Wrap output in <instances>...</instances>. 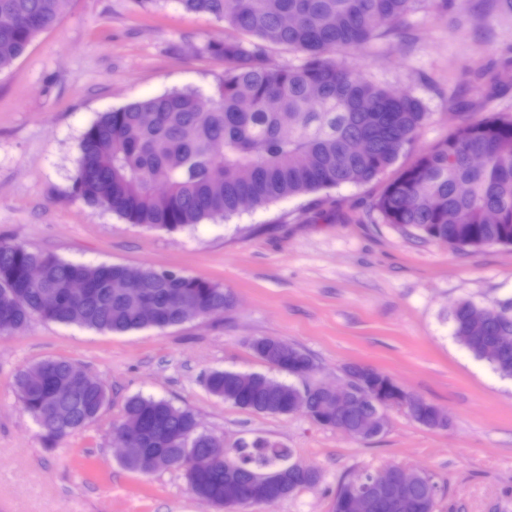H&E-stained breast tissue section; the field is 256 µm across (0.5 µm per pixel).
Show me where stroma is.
<instances>
[{"label":"stroma","instance_id":"1","mask_svg":"<svg viewBox=\"0 0 512 512\" xmlns=\"http://www.w3.org/2000/svg\"><path fill=\"white\" fill-rule=\"evenodd\" d=\"M228 27L177 0H70L0 74V243L89 265L171 269L229 294L218 316L165 329L101 333L35 317L0 334V512H220L175 469H127L113 430L135 395L190 410L200 432L264 438L313 467L317 483L247 512H333L340 484L392 465L429 475L436 512H512V378L452 336L450 307L512 296V246L456 250L387 223L373 203L398 169L455 127L512 116V17L494 0H417L392 31L337 57L422 104L428 117L394 168L363 185L247 208L170 233L130 224L73 194L77 145L100 114L174 89L209 95L226 65L209 42ZM274 337L310 355L313 378L370 366L446 412L447 428L387 411L358 441L304 412L258 414L212 395L217 369L283 379L250 343ZM69 359L104 382L109 403L80 431L46 435L24 410L17 373Z\"/></svg>","mask_w":512,"mask_h":512}]
</instances>
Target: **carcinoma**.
Instances as JSON below:
<instances>
[{
    "mask_svg": "<svg viewBox=\"0 0 512 512\" xmlns=\"http://www.w3.org/2000/svg\"><path fill=\"white\" fill-rule=\"evenodd\" d=\"M69 0H0V72L9 69L35 38L52 28ZM417 0H177L187 13L224 21L250 37L226 36L207 51L229 65L213 94L212 106L199 104V93L172 90L101 113L78 144L74 193L91 208L112 212L131 224L175 232L204 220L240 210L242 199L262 207L285 197H299L345 185L371 182L397 161L415 141L426 118L419 100L371 83L339 62L333 53L358 48L376 31L395 26ZM301 52L293 67L271 64L267 47ZM223 143V154L212 145ZM374 207L403 232L454 248L512 245V118L489 117L464 124L435 147L423 151L384 188ZM40 264L43 282L26 284L29 266ZM90 289L81 297L68 293L74 274ZM116 265L89 266L63 261L21 244H0V333L24 326L32 317L76 324L100 332L126 333L147 327L181 324L185 303L205 316L224 312L231 299L211 282L170 270L140 269L130 290L110 287ZM53 293L58 303L43 307ZM452 335L472 356L512 378V348L494 350L499 336H512V298L491 307L468 299L448 313ZM261 360L303 376L313 362L300 348L262 337L250 343ZM20 371L15 388L23 408L51 437L83 429L107 403V388L70 381L73 362H39ZM41 382H30L31 373ZM212 394L259 413L287 415L292 406L310 418L319 415L322 397L312 387L299 388L259 373L214 370ZM412 417L439 427L434 405L415 398ZM372 411L357 399L331 420V427L356 440L379 434L365 430ZM123 421L137 430L124 465L151 473L178 469L188 453L207 460L189 489L214 506L235 494L242 506L255 504L254 482L293 464L292 452L257 438L227 445L233 463L213 453L221 447L197 432L192 412L165 399L134 396ZM366 473L341 485L335 512L355 490L376 485ZM437 487L418 474L402 498L377 496L372 512H435Z\"/></svg>",
    "mask_w": 512,
    "mask_h": 512,
    "instance_id": "obj_1",
    "label": "carcinoma"
}]
</instances>
